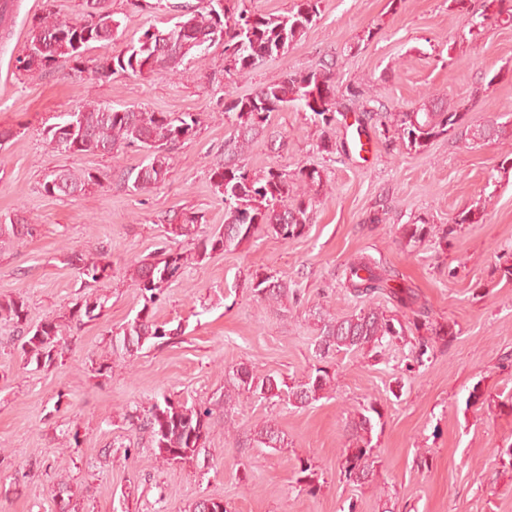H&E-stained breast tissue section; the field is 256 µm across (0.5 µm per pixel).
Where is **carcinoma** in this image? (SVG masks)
Here are the masks:
<instances>
[{
	"mask_svg": "<svg viewBox=\"0 0 512 512\" xmlns=\"http://www.w3.org/2000/svg\"><path fill=\"white\" fill-rule=\"evenodd\" d=\"M107 0H85L83 17L95 15L97 28L75 48L72 38L77 31L67 28L68 22L58 19L51 8L32 24L29 38L15 59V68L23 72L45 70L60 61L76 62L92 43L112 40L119 22L106 10ZM322 0H294L293 7L282 16L258 13L247 0H201L196 8L173 17L170 25L159 29L149 27L122 55L106 59L96 71L100 80L114 75H174L180 67L201 62L211 46L224 44V71L227 75L245 74L256 68V61L284 54L315 23L321 14ZM299 108L312 113L330 127L343 106L339 86L332 67L313 70H288L277 82L266 84L250 97L224 102V117L231 122V133L224 142L222 161L211 167L210 180L224 195V224L209 236L197 237L202 216L182 212L171 218L169 234L187 237L195 242L193 254L187 256L172 249H163L155 257L133 260L129 265L130 286L143 300L136 316L112 332V351L128 355L152 340L162 346L181 335V327L169 328L155 319V309L162 303L166 288L175 281L190 259L199 263L215 252L238 249L250 242L260 229L286 243L305 233L316 196L323 186L322 171L303 168L290 175L281 168H269L262 174L253 172L245 152L250 143L267 127L270 114ZM57 122L44 128L45 139L54 148L74 155L103 154L113 158L131 147L145 152L144 161L135 168L124 169L119 181L136 191H147L163 182L169 173L171 151L195 135L200 125L199 114L193 112H154L144 109H117L109 103L87 102L70 112L56 115ZM456 131L468 140H491L512 135V130L497 123L485 125L465 123V113L444 104H426L407 111L388 115L381 123L380 134L385 139L399 141L405 149L420 152L429 141L442 134ZM60 180L63 188L58 196H72L103 186L101 176L83 169H64L47 175L42 184ZM36 225L16 216L8 223L0 222V244L23 236H32ZM403 237L408 242H420L432 233L427 222L406 224ZM66 262L78 271L85 281L96 283L109 277L110 264L88 260L81 253H71ZM351 291L372 298L388 293L402 307L414 304V294L395 290L390 278L379 265L364 257L352 262L347 272ZM251 291L256 299L279 303L288 299V282L271 275L255 274ZM108 303L105 295H96L75 305L69 321L80 324L99 316ZM0 317L18 325L27 324V305L20 295L0 300ZM66 325L56 318L23 330L20 349L26 363L36 366L52 363L62 353ZM456 336L455 324H433L421 310L412 317H403L378 307H369L346 317L321 318L316 353L322 359L333 352L373 351L383 341H405L415 350L413 361L424 363V356L438 344H449ZM331 376L323 367H315L301 381H288L271 375H258L240 367L224 387V422H232L236 399L248 394L260 401L274 398L291 405H305L323 397L330 387ZM210 411L174 401L164 395L136 416L147 430L153 448L160 459L168 463H187L204 448L209 435ZM381 412L372 404L364 406L351 421V440L343 449L341 475L349 482L366 483L375 472V445L372 433ZM252 441L258 447L282 448L284 438L266 423L254 429ZM297 483L306 493L316 494L312 483V464L299 460Z\"/></svg>",
	"mask_w": 512,
	"mask_h": 512,
	"instance_id": "1",
	"label": "carcinoma"
}]
</instances>
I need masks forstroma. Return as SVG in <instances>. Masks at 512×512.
I'll list each match as a JSON object with an SVG mask.
<instances>
[{
  "label": "stroma",
  "mask_w": 512,
  "mask_h": 512,
  "mask_svg": "<svg viewBox=\"0 0 512 512\" xmlns=\"http://www.w3.org/2000/svg\"><path fill=\"white\" fill-rule=\"evenodd\" d=\"M322 0L316 24L282 57L243 75L224 72L222 45L205 62L170 77L96 79L100 59L124 51L149 26L164 27L172 4L199 0H109L120 23L109 44H93L79 62L21 73L15 58L42 15L44 0H13L0 24V221L20 215L37 234L0 247V296L23 295L29 324L65 318L90 295L109 301L99 318L72 327L62 361L28 365L18 352L20 327L0 320V512H191L201 498L223 500L228 512H512V470L498 454L512 445V411L499 393L512 392V136L467 141L442 135L420 152L389 143L378 120L361 112L405 111L431 100L458 107L466 120L512 125V25L488 20L469 29L448 0ZM376 28L371 41L362 30ZM334 62L340 85H356L364 103H348L324 127L295 108L272 113L246 159L255 172L279 167L323 170L326 184L304 236L281 242L256 234L239 249L213 253L185 267L155 312L181 326L174 343L114 353L111 329L133 318L143 302L126 277L131 260L161 248L192 251L170 239L168 217L203 215L200 235L224 222V197L209 180L224 158L231 126L220 110L228 99L254 93L290 69ZM194 112L202 123L171 152L165 182L135 192L111 180L116 168L141 164L137 148L119 157L73 155L54 149L43 129L77 105ZM342 145L326 155L323 138ZM366 142L358 152L357 142ZM106 176L103 187L52 197L42 183L59 169ZM479 209L477 224L456 223ZM425 220L434 234L420 243L402 237L405 224ZM82 251L111 266L108 278L84 287L67 253ZM372 258L410 289L432 320L452 322L454 341L412 366L411 347L384 345L379 354L340 352L319 359V315L344 317L364 307L346 270ZM287 281L294 297L257 301L255 274ZM109 366L98 374L99 363ZM334 381L324 397L297 408L245 396L235 405L233 432L224 429V382L244 366L259 374L304 379L314 365ZM483 400L469 403L470 392ZM165 395L210 408L205 448L191 462L159 459L132 415ZM382 413L373 431V482H346L340 473L349 424L361 405ZM276 425L281 448H242L244 431ZM312 463L316 495L296 482L299 460Z\"/></svg>",
  "instance_id": "1"
}]
</instances>
